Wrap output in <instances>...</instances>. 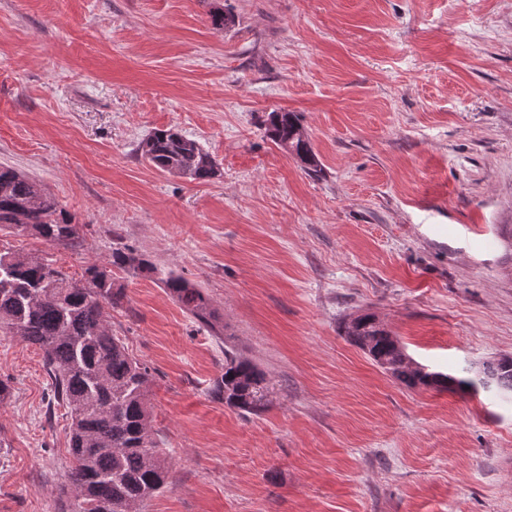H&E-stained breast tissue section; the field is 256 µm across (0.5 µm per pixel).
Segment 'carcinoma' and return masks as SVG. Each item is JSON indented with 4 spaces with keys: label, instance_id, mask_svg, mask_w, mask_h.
Here are the masks:
<instances>
[{
    "label": "carcinoma",
    "instance_id": "1",
    "mask_svg": "<svg viewBox=\"0 0 512 512\" xmlns=\"http://www.w3.org/2000/svg\"><path fill=\"white\" fill-rule=\"evenodd\" d=\"M266 134L307 173L318 172L319 161L295 113H271ZM139 150L154 167L173 176L208 181L218 173L211 154L174 128L155 130ZM3 229L67 249L82 242L76 217L34 179L8 166H0ZM114 268L159 277L186 312L213 333L223 332L202 289L173 271L158 269L142 254L113 250L108 259L85 268L81 285L51 260L0 248V329L43 350L54 397L70 413V512H141L145 501L169 485V456L152 432L148 367L128 353L110 328L108 309L125 298ZM341 331L410 388L494 390L512 398V360L486 361L463 369L467 376L458 377L414 362L373 313L343 321ZM268 391L264 370L224 351L217 392L225 405L258 414L266 407Z\"/></svg>",
    "mask_w": 512,
    "mask_h": 512
}]
</instances>
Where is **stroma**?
I'll return each instance as SVG.
<instances>
[{
  "mask_svg": "<svg viewBox=\"0 0 512 512\" xmlns=\"http://www.w3.org/2000/svg\"><path fill=\"white\" fill-rule=\"evenodd\" d=\"M282 111L319 172L266 136ZM169 127L220 176L143 160ZM0 164L82 226L1 244L76 280L131 247L223 317L119 275L171 462L143 512H512V403L407 388L340 333L367 311L432 371L512 357V0H0ZM228 349L267 373L263 412L216 394ZM0 381V512H63L43 351L0 330Z\"/></svg>",
  "mask_w": 512,
  "mask_h": 512,
  "instance_id": "obj_1",
  "label": "stroma"
}]
</instances>
